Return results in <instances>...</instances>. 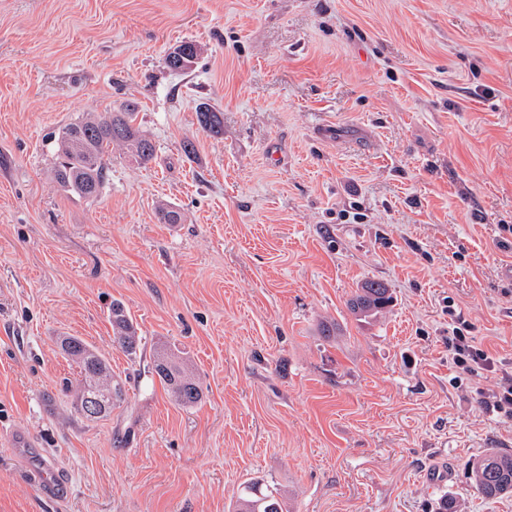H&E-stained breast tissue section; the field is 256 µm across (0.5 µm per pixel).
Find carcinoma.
<instances>
[{
    "instance_id": "1",
    "label": "carcinoma",
    "mask_w": 512,
    "mask_h": 512,
    "mask_svg": "<svg viewBox=\"0 0 512 512\" xmlns=\"http://www.w3.org/2000/svg\"><path fill=\"white\" fill-rule=\"evenodd\" d=\"M202 53L199 45L185 41L169 50L165 67L174 74L190 71ZM137 102L127 101L116 112L89 115L67 124L56 138L57 162L55 180L66 193L85 199L96 198L106 184L112 148L118 147L140 164L155 158L156 149L150 139L134 125ZM201 129L213 137L224 134L222 113L203 104L197 110ZM392 303L389 288L380 282L364 284L349 303L352 314L359 318H372ZM110 324L113 342L132 356L140 349L141 338L137 328L119 300L112 301ZM63 353L81 370L83 385L74 401V410L88 420H100L112 415V407L124 401V385L112 378L108 360L93 346L78 336L60 337ZM151 374L157 376L171 392L177 403L193 406L200 402L201 391L188 375L180 356L171 349L154 355ZM108 395L105 403L91 410L90 399ZM471 479L478 491L493 499L512 493V452L491 449L475 458L471 466ZM234 512H284L283 495L274 486L261 480L245 482L234 504Z\"/></svg>"
}]
</instances>
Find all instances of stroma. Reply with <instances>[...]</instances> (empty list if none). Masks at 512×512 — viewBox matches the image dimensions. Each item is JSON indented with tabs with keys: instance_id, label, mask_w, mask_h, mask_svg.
<instances>
[{
	"instance_id": "35a3bbf8",
	"label": "stroma",
	"mask_w": 512,
	"mask_h": 512,
	"mask_svg": "<svg viewBox=\"0 0 512 512\" xmlns=\"http://www.w3.org/2000/svg\"><path fill=\"white\" fill-rule=\"evenodd\" d=\"M184 40L204 53L170 74ZM129 99L154 160L61 191L59 129ZM511 266L512 0H0V512H232L252 478L286 512H512L469 475L512 449L498 376L448 349L512 374ZM367 281L393 303L360 320ZM63 336L123 382L110 417L75 412ZM167 346L195 406L147 371ZM197 121L201 129L213 137L224 134V121L222 112H216L210 106L201 105L197 112ZM110 324L112 326L113 342L127 355H136L140 349L141 338L137 328L125 311L119 300H113L110 308ZM453 335L448 342V347L458 367L471 371L476 365L488 372L496 370L495 358L487 350L477 347L471 336H465L461 330L454 331Z\"/></svg>"
}]
</instances>
